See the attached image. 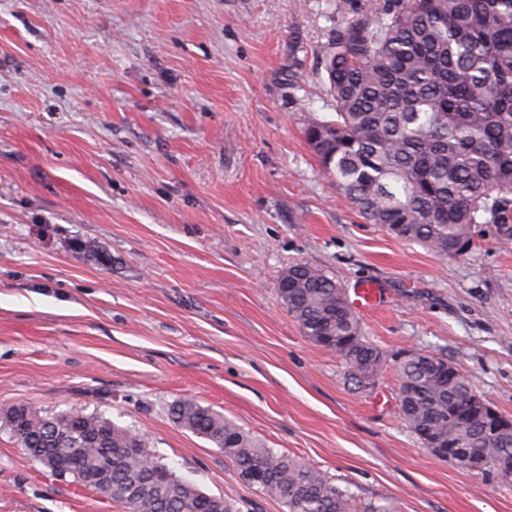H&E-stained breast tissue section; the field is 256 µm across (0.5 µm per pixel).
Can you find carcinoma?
I'll list each match as a JSON object with an SVG mask.
<instances>
[{
    "label": "carcinoma",
    "mask_w": 512,
    "mask_h": 512,
    "mask_svg": "<svg viewBox=\"0 0 512 512\" xmlns=\"http://www.w3.org/2000/svg\"><path fill=\"white\" fill-rule=\"evenodd\" d=\"M332 115L304 136L321 174L393 238L442 259L466 254L479 224L512 222V0H393L333 29L321 51ZM277 293L302 333L336 354L350 380L383 368L342 288L306 263L288 266ZM399 409L422 438L512 470V416L491 404L448 359L411 353L397 364ZM177 427L212 442L255 492L288 512H384L304 460L278 453L234 421L189 398L168 408ZM24 451L49 448L71 482L102 477L126 512H214L216 497L159 463L141 434L99 413L0 407Z\"/></svg>",
    "instance_id": "carcinoma-1"
}]
</instances>
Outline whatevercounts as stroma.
<instances>
[{
    "label": "stroma",
    "instance_id": "35a3bbf8",
    "mask_svg": "<svg viewBox=\"0 0 512 512\" xmlns=\"http://www.w3.org/2000/svg\"><path fill=\"white\" fill-rule=\"evenodd\" d=\"M336 0H0V406L81 407L145 436L231 512L256 494L167 407H213L387 512H512V486L433 456L397 363L439 354L512 415V241L442 259L361 217L304 127L330 115ZM295 262L388 303L359 389L277 295ZM0 512H125L42 472L0 426Z\"/></svg>",
    "mask_w": 512,
    "mask_h": 512
}]
</instances>
